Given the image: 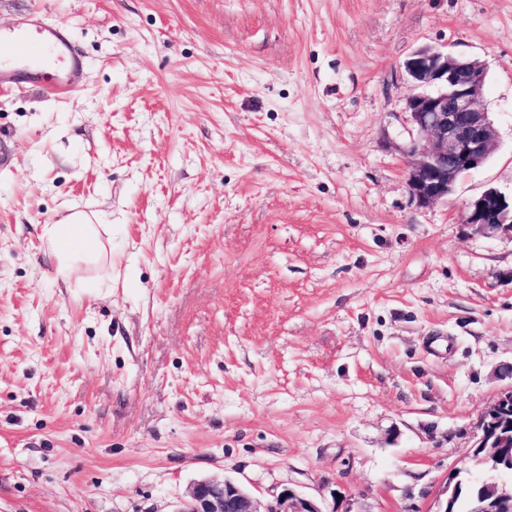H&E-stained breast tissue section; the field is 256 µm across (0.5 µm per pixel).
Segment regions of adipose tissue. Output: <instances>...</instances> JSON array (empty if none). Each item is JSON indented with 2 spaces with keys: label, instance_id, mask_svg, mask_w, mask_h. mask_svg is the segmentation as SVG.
<instances>
[{
  "label": "adipose tissue",
  "instance_id": "1",
  "mask_svg": "<svg viewBox=\"0 0 512 512\" xmlns=\"http://www.w3.org/2000/svg\"><path fill=\"white\" fill-rule=\"evenodd\" d=\"M111 231V225L92 224L85 211L74 207L60 220L45 225L43 237L60 269L66 270L75 258L101 255L105 250L102 236Z\"/></svg>",
  "mask_w": 512,
  "mask_h": 512
}]
</instances>
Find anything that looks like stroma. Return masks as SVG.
I'll return each instance as SVG.
<instances>
[{
	"label": "stroma",
	"mask_w": 512,
	"mask_h": 512,
	"mask_svg": "<svg viewBox=\"0 0 512 512\" xmlns=\"http://www.w3.org/2000/svg\"><path fill=\"white\" fill-rule=\"evenodd\" d=\"M76 90L0 88V512H176L207 478L427 512L512 364V0H0ZM487 67L488 162L418 207L403 62ZM112 226L67 275L43 227ZM465 224L487 237L508 235L512 238V191L505 194L491 188L465 206Z\"/></svg>",
	"instance_id": "stroma-1"
}]
</instances>
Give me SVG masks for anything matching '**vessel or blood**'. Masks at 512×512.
Returning <instances> with one entry per match:
<instances>
[{"instance_id":"obj_1","label":"vessel or blood","mask_w":512,"mask_h":512,"mask_svg":"<svg viewBox=\"0 0 512 512\" xmlns=\"http://www.w3.org/2000/svg\"><path fill=\"white\" fill-rule=\"evenodd\" d=\"M82 67L79 52L61 26L36 21L0 29V77L62 94L75 88Z\"/></svg>"}]
</instances>
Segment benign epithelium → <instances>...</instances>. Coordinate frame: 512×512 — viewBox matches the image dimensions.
Listing matches in <instances>:
<instances>
[{
  "instance_id": "benign-epithelium-1",
  "label": "benign epithelium",
  "mask_w": 512,
  "mask_h": 512,
  "mask_svg": "<svg viewBox=\"0 0 512 512\" xmlns=\"http://www.w3.org/2000/svg\"><path fill=\"white\" fill-rule=\"evenodd\" d=\"M411 87L407 98L410 142L406 184L421 208L453 193L460 178L481 167L497 148L498 133L484 105L485 63L447 49L423 46L403 63ZM464 223L487 237L512 238V193L491 188L465 206ZM512 411V383L483 411L471 451L487 458L512 461V448L490 440L492 427ZM467 469L454 468L433 497L427 512H450ZM507 483L483 484L481 512H512ZM174 512H325L319 502L292 488L263 506L240 484L208 478L195 483Z\"/></svg>"
}]
</instances>
